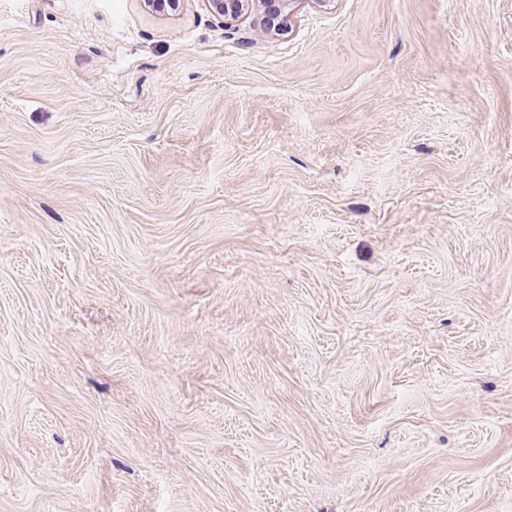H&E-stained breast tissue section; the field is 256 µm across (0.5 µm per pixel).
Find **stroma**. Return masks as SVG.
I'll return each instance as SVG.
<instances>
[{
    "label": "stroma",
    "mask_w": 512,
    "mask_h": 512,
    "mask_svg": "<svg viewBox=\"0 0 512 512\" xmlns=\"http://www.w3.org/2000/svg\"><path fill=\"white\" fill-rule=\"evenodd\" d=\"M0 512H512V0H0ZM210 13L213 18L220 22L235 20L239 18L245 11L252 10L259 4H269L266 0H207ZM300 2L301 0H280L278 9L265 11L267 28L277 34L287 31L292 6Z\"/></svg>",
    "instance_id": "35a3bbf8"
}]
</instances>
